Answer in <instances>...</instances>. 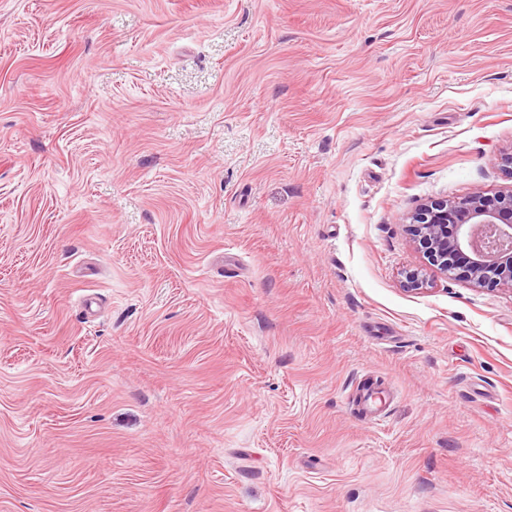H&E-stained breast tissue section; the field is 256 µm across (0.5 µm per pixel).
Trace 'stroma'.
Listing matches in <instances>:
<instances>
[{
    "label": "stroma",
    "mask_w": 512,
    "mask_h": 512,
    "mask_svg": "<svg viewBox=\"0 0 512 512\" xmlns=\"http://www.w3.org/2000/svg\"><path fill=\"white\" fill-rule=\"evenodd\" d=\"M510 150L512 0H0V512H512ZM406 221L430 266L476 287L512 288V187L492 196L431 200Z\"/></svg>",
    "instance_id": "obj_1"
}]
</instances>
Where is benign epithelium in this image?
<instances>
[{
    "mask_svg": "<svg viewBox=\"0 0 512 512\" xmlns=\"http://www.w3.org/2000/svg\"><path fill=\"white\" fill-rule=\"evenodd\" d=\"M414 242L430 266L462 276L476 287L512 288V188L489 196L481 192L437 199L407 217ZM409 291L426 289L422 269L404 273Z\"/></svg>",
    "mask_w": 512,
    "mask_h": 512,
    "instance_id": "obj_1",
    "label": "benign epithelium"
}]
</instances>
